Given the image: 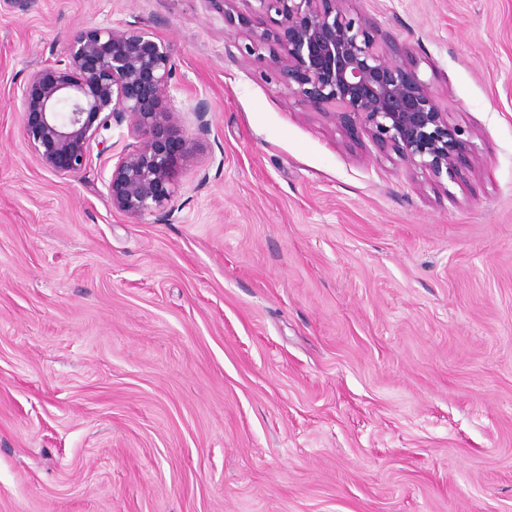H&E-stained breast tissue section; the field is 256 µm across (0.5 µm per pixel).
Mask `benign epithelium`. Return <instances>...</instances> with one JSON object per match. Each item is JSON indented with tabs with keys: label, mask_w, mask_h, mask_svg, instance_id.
Segmentation results:
<instances>
[{
	"label": "benign epithelium",
	"mask_w": 512,
	"mask_h": 512,
	"mask_svg": "<svg viewBox=\"0 0 512 512\" xmlns=\"http://www.w3.org/2000/svg\"><path fill=\"white\" fill-rule=\"evenodd\" d=\"M265 19L247 27L241 54L280 74L288 94L309 111L368 134L385 155L454 182L473 168L477 147L448 121L430 84L406 57L408 47L380 44L378 23L352 12L350 0H255ZM66 62L34 69L20 88L27 146L46 169L82 173L101 128L128 122L136 144L118 157L107 184L112 208L172 220L178 165L191 162L208 129L181 127L170 88L176 63L169 44L137 23L82 29L67 41Z\"/></svg>",
	"instance_id": "obj_1"
}]
</instances>
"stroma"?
<instances>
[{"mask_svg":"<svg viewBox=\"0 0 512 512\" xmlns=\"http://www.w3.org/2000/svg\"><path fill=\"white\" fill-rule=\"evenodd\" d=\"M253 0H0V512H512V0H351L479 148L435 182L244 57ZM172 44V222L17 95L86 28Z\"/></svg>","mask_w":512,"mask_h":512,"instance_id":"obj_1","label":"stroma"}]
</instances>
